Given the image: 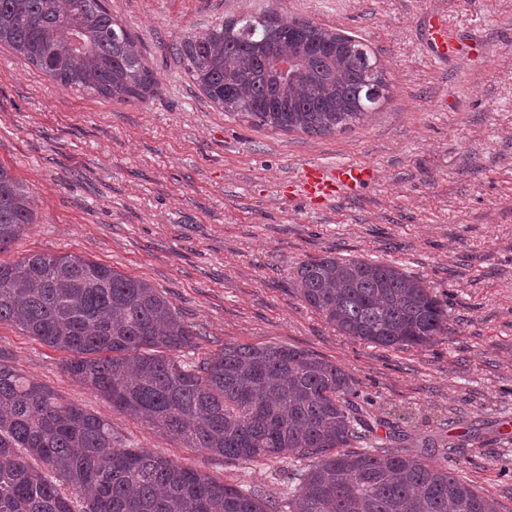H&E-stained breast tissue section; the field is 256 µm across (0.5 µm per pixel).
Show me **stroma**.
Returning <instances> with one entry per match:
<instances>
[{
    "mask_svg": "<svg viewBox=\"0 0 512 512\" xmlns=\"http://www.w3.org/2000/svg\"><path fill=\"white\" fill-rule=\"evenodd\" d=\"M155 74L146 101L59 86L0 48V165L35 217L0 253L78 255L152 284L199 328L182 363L235 344H282L343 367L373 430L368 447L410 454L512 512V0H107ZM273 9L362 38L387 97L329 134L275 131L224 112L170 48ZM467 39L436 57L432 16ZM376 170L359 195L311 211L290 199L310 162ZM398 266L448 300V333L396 350L340 335L295 277L325 256ZM13 367L111 422L123 441L241 489L285 499L308 460L243 463L113 411L63 370L68 352L0 325Z\"/></svg>",
    "mask_w": 512,
    "mask_h": 512,
    "instance_id": "obj_1",
    "label": "stroma"
}]
</instances>
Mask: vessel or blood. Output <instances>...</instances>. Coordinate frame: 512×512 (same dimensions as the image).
I'll use <instances>...</instances> for the list:
<instances>
[{"instance_id":"obj_1","label":"vessel or blood","mask_w":512,"mask_h":512,"mask_svg":"<svg viewBox=\"0 0 512 512\" xmlns=\"http://www.w3.org/2000/svg\"><path fill=\"white\" fill-rule=\"evenodd\" d=\"M426 41L431 51L439 57L458 54L463 44L458 36L440 19H433L427 28ZM374 171L370 166L357 162L331 165L308 163L299 177L292 182V192L312 210H319L337 196L358 195L373 182Z\"/></svg>"}]
</instances>
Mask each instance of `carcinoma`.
I'll return each instance as SVG.
<instances>
[{
	"label": "carcinoma",
	"mask_w": 512,
	"mask_h": 512,
	"mask_svg": "<svg viewBox=\"0 0 512 512\" xmlns=\"http://www.w3.org/2000/svg\"><path fill=\"white\" fill-rule=\"evenodd\" d=\"M104 2L57 9L51 0H0V46L64 88L142 101L154 74ZM173 54L212 103L273 130H344L387 89L367 44L274 11L227 19L183 38ZM276 58L293 70L279 73ZM33 217L29 191L0 165V250ZM295 287L340 334L374 345L407 349L449 330L426 281L392 264L325 255L299 267ZM2 322L72 353L71 378L192 448L244 463H315L282 502L226 485L123 442L108 420L62 403L0 351V512H498L446 466L348 450L367 439L369 424L347 399L349 374L332 362L227 342L195 366L175 360L198 333L157 288L111 267L47 253L0 265Z\"/></svg>",
	"instance_id": "carcinoma-1"
}]
</instances>
